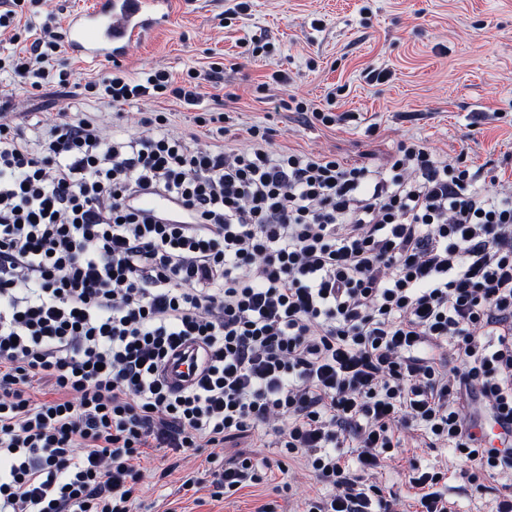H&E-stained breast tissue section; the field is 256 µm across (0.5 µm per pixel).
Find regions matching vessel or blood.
<instances>
[{
    "label": "vessel or blood",
    "mask_w": 512,
    "mask_h": 512,
    "mask_svg": "<svg viewBox=\"0 0 512 512\" xmlns=\"http://www.w3.org/2000/svg\"><path fill=\"white\" fill-rule=\"evenodd\" d=\"M172 15L173 0H95L92 8L69 15L65 48L72 57L116 62L166 28Z\"/></svg>",
    "instance_id": "vessel-or-blood-1"
}]
</instances>
